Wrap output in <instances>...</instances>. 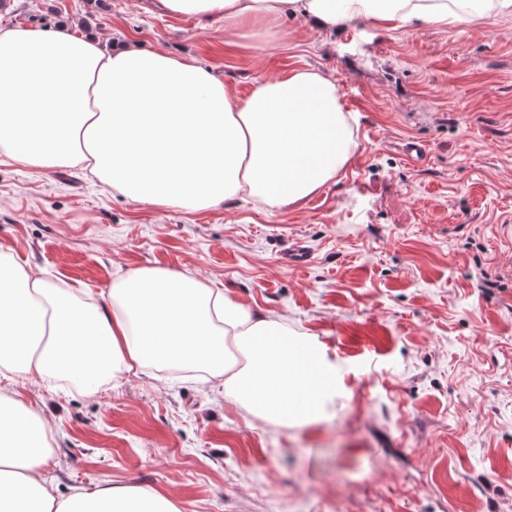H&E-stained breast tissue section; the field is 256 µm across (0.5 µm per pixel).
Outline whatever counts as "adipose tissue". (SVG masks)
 Masks as SVG:
<instances>
[{"label": "adipose tissue", "mask_w": 512, "mask_h": 512, "mask_svg": "<svg viewBox=\"0 0 512 512\" xmlns=\"http://www.w3.org/2000/svg\"><path fill=\"white\" fill-rule=\"evenodd\" d=\"M227 31L289 18L336 31L359 19L452 26L512 14V0H159ZM356 144L335 80L315 69L262 81L242 100L193 60L104 52L63 30L0 29V150L40 169L78 165L133 201L197 211L240 195L282 206L331 180ZM147 367L204 372L251 420H325L346 387L315 336L259 314L192 272L148 266L107 294H79L0 253V376L85 392ZM51 430L0 386V512H182L180 501L103 483L57 495L42 469Z\"/></svg>", "instance_id": "1"}]
</instances>
